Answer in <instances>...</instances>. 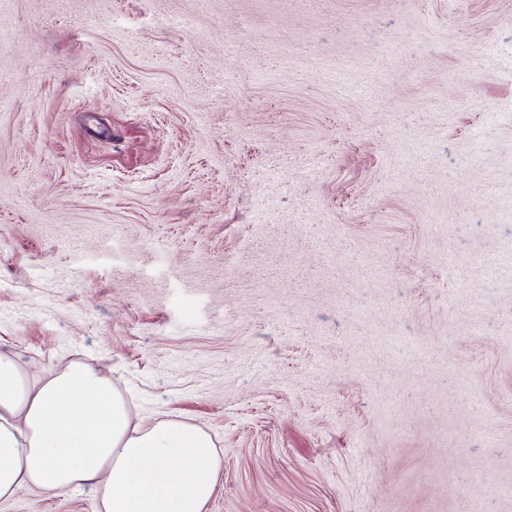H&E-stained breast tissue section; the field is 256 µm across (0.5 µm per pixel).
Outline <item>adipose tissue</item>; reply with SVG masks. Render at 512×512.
Returning a JSON list of instances; mask_svg holds the SVG:
<instances>
[{"instance_id":"1","label":"adipose tissue","mask_w":512,"mask_h":512,"mask_svg":"<svg viewBox=\"0 0 512 512\" xmlns=\"http://www.w3.org/2000/svg\"><path fill=\"white\" fill-rule=\"evenodd\" d=\"M220 470L199 426L133 416L107 378L79 363L29 382L0 351V502L94 486L103 512H205Z\"/></svg>"}]
</instances>
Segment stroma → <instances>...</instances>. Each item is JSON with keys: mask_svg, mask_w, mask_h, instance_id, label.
<instances>
[{"mask_svg": "<svg viewBox=\"0 0 512 512\" xmlns=\"http://www.w3.org/2000/svg\"><path fill=\"white\" fill-rule=\"evenodd\" d=\"M0 345L205 512H512V0H0Z\"/></svg>", "mask_w": 512, "mask_h": 512, "instance_id": "obj_1", "label": "stroma"}]
</instances>
